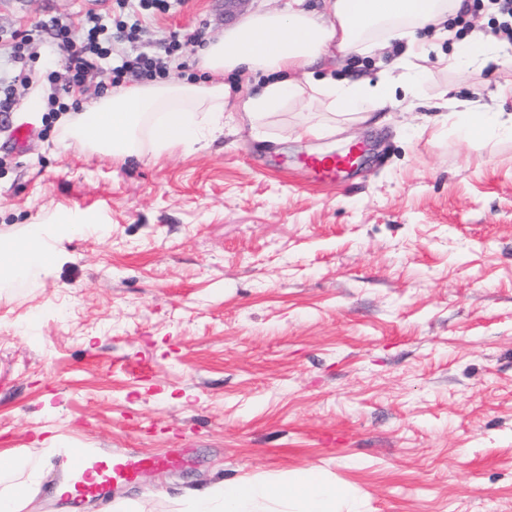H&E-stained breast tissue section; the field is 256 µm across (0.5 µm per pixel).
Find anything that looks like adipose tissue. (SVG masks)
<instances>
[{
    "label": "adipose tissue",
    "mask_w": 512,
    "mask_h": 512,
    "mask_svg": "<svg viewBox=\"0 0 512 512\" xmlns=\"http://www.w3.org/2000/svg\"><path fill=\"white\" fill-rule=\"evenodd\" d=\"M326 8L328 16L323 20L301 8L252 15L200 51L198 65L210 73V80L135 84L115 90L65 120L60 144L124 158L199 143L224 126L227 88L220 77L235 70L267 77L262 91L242 102L245 117L256 126L288 103L320 96L328 99L332 115L367 120L371 113L396 105L397 86L414 91L425 78L421 61L432 56L447 69L481 64L493 55L512 64V54L486 34L453 41L446 19L464 10V0H327ZM446 42L451 43V52L442 51ZM395 44L402 53L380 72L377 81H349L314 71L323 55H366ZM459 115L473 147H481L491 131L512 135L511 112L465 101ZM68 231L65 225L31 224L21 233L8 235V248L0 251V280L34 269L49 270L57 258L50 241ZM19 470L14 461L0 465V512H24V485L40 483L34 467L26 483L17 482ZM270 502L295 506L298 512H359L340 489L312 469L285 482L245 479L225 484L197 501L193 512H264Z\"/></svg>",
    "instance_id": "ef3b65f1"
}]
</instances>
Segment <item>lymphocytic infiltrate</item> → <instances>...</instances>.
<instances>
[{
	"label": "lymphocytic infiltrate",
	"instance_id": "obj_1",
	"mask_svg": "<svg viewBox=\"0 0 512 512\" xmlns=\"http://www.w3.org/2000/svg\"><path fill=\"white\" fill-rule=\"evenodd\" d=\"M184 2L112 0L105 17L90 10L76 25L56 17L36 23L33 32L5 46L14 69L9 81L0 86V127L10 126V116L18 104L16 88L30 87L38 75L51 88L46 107V117L50 120L65 112L82 111L87 84L92 81L95 70L103 72L100 81L95 83V91L100 95L124 85L131 76L141 82L168 78L172 56L190 46H203L205 33L198 29L188 34H175L158 50L142 51L138 48L143 31L139 15L143 12L165 13ZM77 27L83 33L79 39L73 35ZM116 43L126 45V52L112 67L100 69V61L111 56L112 46ZM50 55L56 62L41 73H34L29 68V61Z\"/></svg>",
	"mask_w": 512,
	"mask_h": 512
}]
</instances>
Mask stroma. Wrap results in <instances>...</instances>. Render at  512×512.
<instances>
[{"instance_id":"1","label":"stroma","mask_w":512,"mask_h":512,"mask_svg":"<svg viewBox=\"0 0 512 512\" xmlns=\"http://www.w3.org/2000/svg\"><path fill=\"white\" fill-rule=\"evenodd\" d=\"M94 0H0V36ZM143 47L227 29L224 0L142 17ZM400 53L326 58L375 76ZM387 116L326 125L294 101L252 130L261 73L225 76L224 129L190 150L118 160L59 150L57 124L17 89L24 146L0 162V233L75 224L50 272L0 287V453L39 463L30 512H70L63 443L135 458L187 448L88 500L186 512L207 487L320 471L364 512H512V136L473 149L434 102L499 94L512 68L427 62ZM373 145L362 168L304 163ZM352 163L351 152L344 157L336 158L333 156L331 160L310 158L306 163V167L312 174V177L319 180H335L341 173L350 169Z\"/></svg>"}]
</instances>
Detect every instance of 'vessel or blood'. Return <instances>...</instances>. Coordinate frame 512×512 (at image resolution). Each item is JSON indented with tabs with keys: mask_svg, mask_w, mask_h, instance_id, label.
I'll return each mask as SVG.
<instances>
[{
	"mask_svg": "<svg viewBox=\"0 0 512 512\" xmlns=\"http://www.w3.org/2000/svg\"><path fill=\"white\" fill-rule=\"evenodd\" d=\"M351 156L331 159L310 158L307 168L315 179L333 180L346 172ZM67 470L73 480L68 493L72 501H79L107 485L134 479L139 471L149 466V459L132 461L119 453L99 452L90 448H67L63 451Z\"/></svg>",
	"mask_w": 512,
	"mask_h": 512,
	"instance_id": "1",
	"label": "vessel or blood"
}]
</instances>
